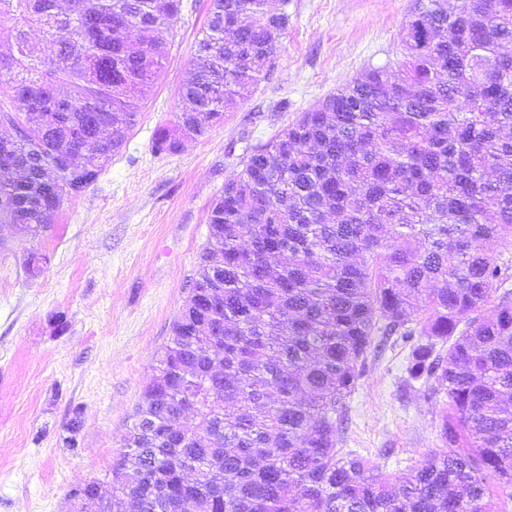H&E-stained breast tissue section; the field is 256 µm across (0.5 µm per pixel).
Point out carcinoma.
I'll use <instances>...</instances> for the list:
<instances>
[{
	"mask_svg": "<svg viewBox=\"0 0 512 512\" xmlns=\"http://www.w3.org/2000/svg\"><path fill=\"white\" fill-rule=\"evenodd\" d=\"M181 0H0V223L37 236L121 149ZM10 23L3 28V22ZM270 0H211L158 154L270 71ZM36 28L46 57L28 37ZM398 70L365 69L246 150L211 206L192 295L86 512H498L512 487V0H412ZM497 303L484 313L492 298ZM444 395L448 450L389 480L342 451L368 355Z\"/></svg>",
	"mask_w": 512,
	"mask_h": 512,
	"instance_id": "obj_1",
	"label": "carcinoma"
}]
</instances>
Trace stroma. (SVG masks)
Wrapping results in <instances>:
<instances>
[{
  "label": "stroma",
  "instance_id": "obj_1",
  "mask_svg": "<svg viewBox=\"0 0 512 512\" xmlns=\"http://www.w3.org/2000/svg\"><path fill=\"white\" fill-rule=\"evenodd\" d=\"M410 4L288 0V29L252 96L205 137L158 155L153 139L183 107L210 6L182 0L160 75L135 100L138 121L98 181L39 236L0 224V512H76L72 492L91 480L111 491L113 459L189 295L211 202L247 147L365 68L394 62ZM409 351L401 341L368 364L343 443L392 477L446 448V403L408 384Z\"/></svg>",
  "mask_w": 512,
  "mask_h": 512
}]
</instances>
